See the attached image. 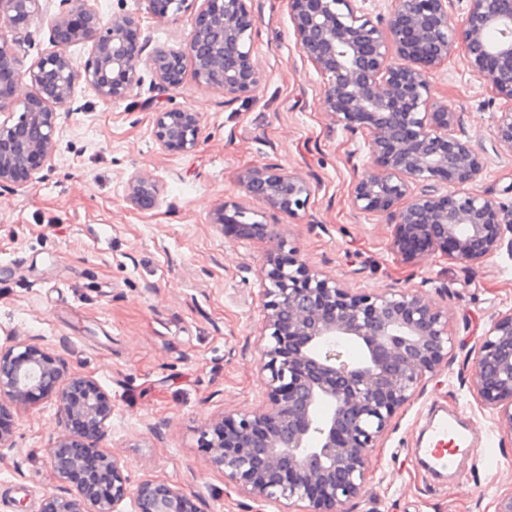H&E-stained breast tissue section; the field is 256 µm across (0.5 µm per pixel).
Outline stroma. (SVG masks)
Instances as JSON below:
<instances>
[{
  "mask_svg": "<svg viewBox=\"0 0 512 512\" xmlns=\"http://www.w3.org/2000/svg\"><path fill=\"white\" fill-rule=\"evenodd\" d=\"M41 15L0 38L23 37L32 66L52 49L50 23L68 0H43ZM103 18L135 13L148 48L192 31L194 11L157 21L145 0H98ZM250 48L264 75L252 97L225 101L186 73L163 92L150 70L137 97L106 104L78 88L61 108L51 163L36 183L0 186V347L27 343L61 357L70 374L94 378L112 413L103 448L124 462L131 484L154 480L183 491L195 512H302L263 500L225 478L201 435L230 411L256 408L264 311L260 276L271 251L299 254L311 270L356 291L395 287L448 318V356L396 413L368 461L365 488L344 512H495L512 491V429L472 390L474 350L499 315L512 311V250L466 267L431 249L393 246L394 222L362 214L351 189L371 168L362 137L337 126L322 105L325 80L301 50L288 0H253ZM432 98L463 113L464 133L485 169L471 192L512 210V152L496 146L502 105L462 55L432 72ZM187 105L202 115L195 150L159 149L157 112ZM272 167L310 186L304 210L288 215L253 199L242 182ZM136 170L158 185L155 204L127 200ZM258 211L266 237L211 222L219 206ZM456 407L486 439L472 468L434 483L410 448L434 402ZM0 450V512H39L42 499L70 496L51 474L48 448L60 432L53 394L10 406Z\"/></svg>",
  "mask_w": 512,
  "mask_h": 512,
  "instance_id": "35a3bbf8",
  "label": "stroma"
}]
</instances>
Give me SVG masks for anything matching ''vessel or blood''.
Masks as SVG:
<instances>
[{"label": "vessel or blood", "mask_w": 512, "mask_h": 512, "mask_svg": "<svg viewBox=\"0 0 512 512\" xmlns=\"http://www.w3.org/2000/svg\"><path fill=\"white\" fill-rule=\"evenodd\" d=\"M480 438L473 425L454 408L433 404L413 442L417 464L434 479L445 482L458 474L460 457Z\"/></svg>", "instance_id": "obj_1"}]
</instances>
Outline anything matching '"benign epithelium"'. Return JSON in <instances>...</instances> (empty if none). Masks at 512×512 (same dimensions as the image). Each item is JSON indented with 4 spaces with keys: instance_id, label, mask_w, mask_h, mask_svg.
<instances>
[{
    "instance_id": "obj_1",
    "label": "benign epithelium",
    "mask_w": 512,
    "mask_h": 512,
    "mask_svg": "<svg viewBox=\"0 0 512 512\" xmlns=\"http://www.w3.org/2000/svg\"><path fill=\"white\" fill-rule=\"evenodd\" d=\"M71 9L52 20L53 49L27 70L0 40V110L16 119L0 124V184L34 183L51 161L57 112L84 85L102 101L126 100L139 88L142 68L162 87L182 82L185 61L195 79L232 99L254 96L264 77L247 47L254 27L252 0H148L160 22L174 20L200 3L187 39L143 56L141 20L133 13L108 22L96 0H70ZM458 19L453 0H392L387 18L373 23L356 0H290L302 51L326 79L324 109L336 124L360 133L371 169L354 185L351 202L366 213H386L398 223L395 245L404 252L434 248L472 266L503 245L512 222L491 198L461 186L476 181L484 161L452 128L456 112L432 99L430 70L461 44L470 71L506 106L493 137L512 152V0H467ZM41 0H0V23L13 26L38 15ZM92 43L90 57L76 62L68 48ZM201 114L190 107L158 113L154 137L160 149L190 152L199 142ZM256 200L294 214L310 188L300 176L255 168L243 177ZM158 194L155 181L136 170L127 201L144 206ZM259 212L222 206L213 224L259 225ZM262 404L224 415L206 442L213 464L246 493L264 500L305 503L304 512H343L362 493L372 448L396 412L448 356V319L406 290L352 292L336 279L312 272L297 254L275 257L262 272ZM51 384L63 432L48 448L55 478L93 459L112 472V484L75 486L71 499L48 495L40 512H184L182 491L144 480L129 486L125 466L84 432L80 418L103 432L110 399L98 382L67 375L53 355L17 343L0 349V399L23 405L30 392ZM473 391L483 405L512 427V312L497 318L482 338L474 361ZM77 443L78 455L63 449Z\"/></svg>"
}]
</instances>
